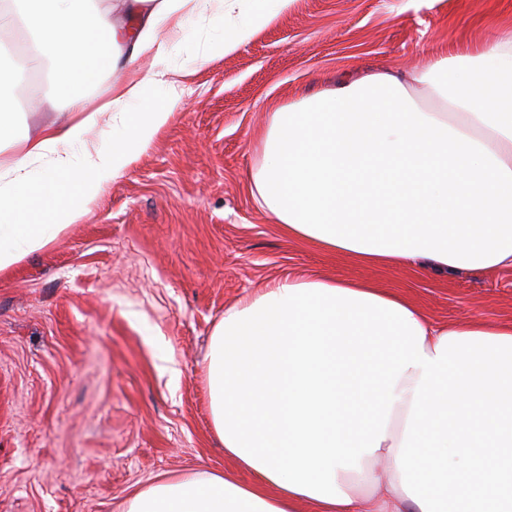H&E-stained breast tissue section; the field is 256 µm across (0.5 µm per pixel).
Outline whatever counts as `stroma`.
Masks as SVG:
<instances>
[{
	"label": "stroma",
	"mask_w": 512,
	"mask_h": 512,
	"mask_svg": "<svg viewBox=\"0 0 512 512\" xmlns=\"http://www.w3.org/2000/svg\"><path fill=\"white\" fill-rule=\"evenodd\" d=\"M193 20L184 105L81 223L0 275V512H122L189 469L251 476L212 426L205 357L238 301L288 276L401 292L436 323L512 322V269L371 267L286 236L250 192L269 112L345 76L423 70L512 39V0H293L238 50ZM48 70L15 133L55 118Z\"/></svg>",
	"instance_id": "1"
}]
</instances>
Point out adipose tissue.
<instances>
[{
  "label": "adipose tissue",
  "mask_w": 512,
  "mask_h": 512,
  "mask_svg": "<svg viewBox=\"0 0 512 512\" xmlns=\"http://www.w3.org/2000/svg\"><path fill=\"white\" fill-rule=\"evenodd\" d=\"M291 0H12L0 24L70 69L69 116L13 132L18 67L0 63V273L55 243L183 103L192 71L161 33L208 15L227 54ZM154 56L157 69L136 61ZM124 71L109 99L87 88ZM162 90L149 110L135 105ZM434 107L423 106V99ZM251 193L289 237L369 266L424 259L440 273L512 268V42L424 70L384 71L270 113ZM213 428L253 476L186 471L135 493L126 512H512V325L432 323L368 282L289 276L241 300L205 361Z\"/></svg>",
  "instance_id": "ef3b65f1"
}]
</instances>
